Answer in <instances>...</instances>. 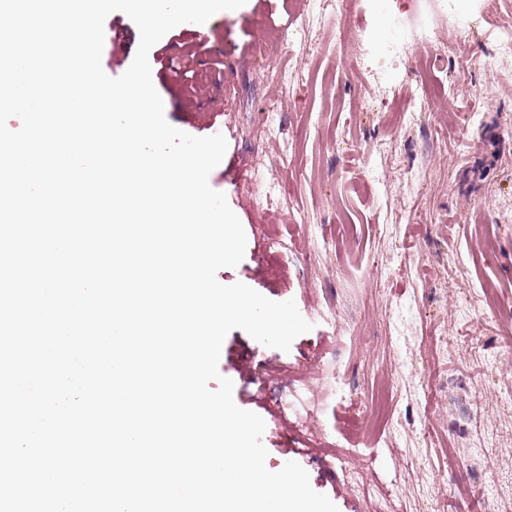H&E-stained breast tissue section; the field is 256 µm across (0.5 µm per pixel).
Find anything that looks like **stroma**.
I'll list each match as a JSON object with an SVG mask.
<instances>
[{
	"instance_id": "stroma-1",
	"label": "stroma",
	"mask_w": 512,
	"mask_h": 512,
	"mask_svg": "<svg viewBox=\"0 0 512 512\" xmlns=\"http://www.w3.org/2000/svg\"><path fill=\"white\" fill-rule=\"evenodd\" d=\"M104 27L117 77L139 31ZM472 27L443 0H247L149 52L167 121L227 140L209 184L247 245L218 280L312 325L287 352L233 330L218 370L267 468L298 462L339 512H512V58L458 70L512 0Z\"/></svg>"
}]
</instances>
